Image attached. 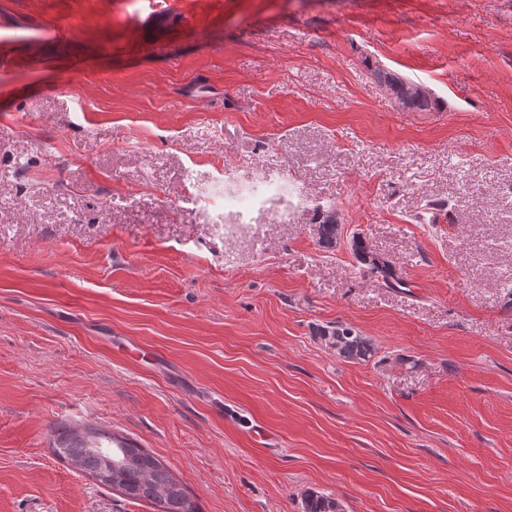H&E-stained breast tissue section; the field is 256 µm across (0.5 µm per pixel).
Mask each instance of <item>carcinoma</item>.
I'll list each match as a JSON object with an SVG mask.
<instances>
[{"label":"carcinoma","instance_id":"carcinoma-1","mask_svg":"<svg viewBox=\"0 0 512 512\" xmlns=\"http://www.w3.org/2000/svg\"><path fill=\"white\" fill-rule=\"evenodd\" d=\"M376 76L391 85L395 99L400 101L403 109L426 112L437 105L429 95H407L405 86L412 85L410 81L385 70L376 71ZM318 218L321 225L319 242L335 243L341 225L333 206L318 210ZM352 251L366 275L390 288L402 283L390 262L380 263L369 257L370 250L361 237L353 239ZM318 335L341 357L366 361L373 356L369 341L350 327L326 326L318 330ZM52 450L57 457L75 462L83 472L99 478L101 484L117 490L125 498L150 501L156 512H198L195 503L165 465L128 438L98 427L84 433L74 427L57 434ZM305 512H342V508L329 496L311 493L305 499Z\"/></svg>","mask_w":512,"mask_h":512}]
</instances>
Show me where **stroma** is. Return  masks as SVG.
<instances>
[{
    "label": "stroma",
    "instance_id": "35a3bbf8",
    "mask_svg": "<svg viewBox=\"0 0 512 512\" xmlns=\"http://www.w3.org/2000/svg\"><path fill=\"white\" fill-rule=\"evenodd\" d=\"M510 272L512 0H0V512H155L65 425L199 512H512ZM376 76L378 79L391 85L390 87L388 84L379 82L380 87L393 99L391 91L392 88L393 94L395 95V105H397V100H399L401 103L399 108L412 110L414 112H426L430 111L435 105L438 104L437 101L431 97V95H423L417 97L408 96L405 86H410L416 83L407 81L385 70H377ZM319 221L321 225V233L319 234V242L321 244L332 245L336 243L340 236L341 225L338 222L336 211L332 205H328L326 209H318ZM352 251L355 259L361 265V270L371 278L382 282L387 287H396L402 284V279L399 276L396 268L389 262L384 261L382 265L379 264L377 259H369V253L373 254L366 243L361 237H355L352 242ZM317 335L341 357L366 361L373 356L374 350L369 341L350 327L341 324L326 326L320 328ZM90 431L81 433L73 427L58 433L52 444L54 454L73 461L85 473L100 477L99 482L117 490L130 500H148L157 512H199L187 492L155 456L140 448L134 441L106 429L85 426ZM112 461L129 457L121 465Z\"/></svg>",
    "mask_w": 512,
    "mask_h": 512
}]
</instances>
